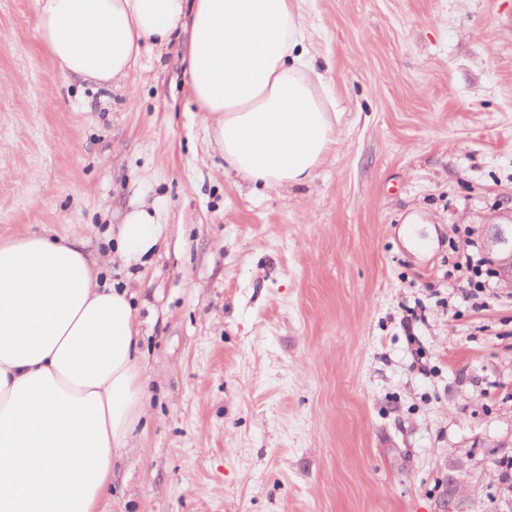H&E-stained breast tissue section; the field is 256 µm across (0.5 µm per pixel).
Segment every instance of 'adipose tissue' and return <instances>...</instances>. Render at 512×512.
Wrapping results in <instances>:
<instances>
[{
	"mask_svg": "<svg viewBox=\"0 0 512 512\" xmlns=\"http://www.w3.org/2000/svg\"><path fill=\"white\" fill-rule=\"evenodd\" d=\"M302 0H35L60 70L127 82L146 42L182 37L188 83L227 168L280 190L310 183L340 114L305 45ZM159 214L128 211L114 259L145 265ZM76 239L0 242V512H99L147 414L139 324Z\"/></svg>",
	"mask_w": 512,
	"mask_h": 512,
	"instance_id": "adipose-tissue-1",
	"label": "adipose tissue"
}]
</instances>
